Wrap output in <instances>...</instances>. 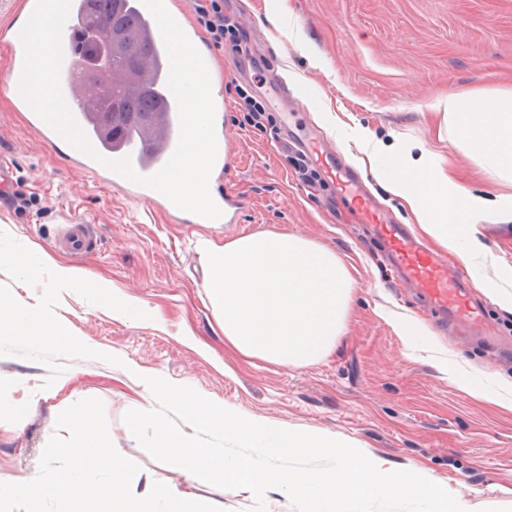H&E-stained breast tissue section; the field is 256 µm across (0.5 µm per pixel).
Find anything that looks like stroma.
<instances>
[{
  "label": "stroma",
  "mask_w": 512,
  "mask_h": 512,
  "mask_svg": "<svg viewBox=\"0 0 512 512\" xmlns=\"http://www.w3.org/2000/svg\"><path fill=\"white\" fill-rule=\"evenodd\" d=\"M246 12L251 47L244 71L234 54L210 48L233 144L229 180H215L244 206L230 221L180 224L161 209L125 196L90 173L72 169L65 152L46 143L24 113L0 93V161L13 166L30 202L17 211L12 189L0 190V227L21 244L36 243L62 263L111 281L158 312L162 327L112 318L77 293L63 295L56 314L87 346L122 359L114 366L70 359L55 393L35 410L0 415V478L33 479L56 417L71 403L100 399L115 447L148 474L180 491L222 502L226 512H249L250 491L191 481L180 469L154 459L123 421L130 410L155 401L144 376L194 388L226 409L272 427L307 431L346 442L366 456L417 470L467 497L474 512H512V410L480 401L440 372V360L469 372L512 378V313L496 291L512 294V223L478 224L484 248L466 268L501 336L509 345L494 354L476 339L454 340L423 314L407 286L393 281L384 246L327 177L301 180L285 160L286 146L253 127L238 95L249 88L275 125L293 135L316 133L355 166L357 127L376 138L416 142L441 153L448 171L467 188L488 196L512 194V181L487 180L478 161L447 129L435 105L453 92L512 86V0H224V12ZM279 76L298 90L304 107L285 116L270 97ZM94 224L101 245L75 256L54 249L44 228L71 215ZM288 232L325 246L344 261L355 280L346 328L319 361L282 368L241 357L224 344L203 288L193 249L197 235L224 242L244 234ZM399 319L417 321L433 341L406 342ZM191 332L196 347L182 340ZM40 363L0 356V388L43 383Z\"/></svg>",
  "instance_id": "1"
}]
</instances>
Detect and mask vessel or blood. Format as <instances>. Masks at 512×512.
<instances>
[{"mask_svg": "<svg viewBox=\"0 0 512 512\" xmlns=\"http://www.w3.org/2000/svg\"><path fill=\"white\" fill-rule=\"evenodd\" d=\"M137 14L147 29L151 55L159 62L166 61L167 53L158 24L143 4H136ZM84 20L82 0H72L69 18L62 36L64 60L61 68L60 81L65 101L78 123L86 121L81 83L75 73V57L72 48V34ZM20 30L14 26L0 28V45L11 51L12 66L9 73L11 86H18L24 65V50L19 38ZM215 133L217 139V157L215 172L227 173L232 168L230 139L224 131L223 102H216ZM88 138L98 159H91L83 153H75L74 161L78 168L97 174L102 180L125 192L130 197L162 206L171 211L172 215L183 224L196 223V216L179 208L161 193L148 187L136 184L118 173L105 167V160L130 158L135 170L144 176L156 173L173 154L179 138V117L176 101H169L161 133L148 137L139 132H132L122 141L114 145H106L96 133H89ZM341 192L356 198L359 206V217L363 223L372 225L375 233L387 245L398 276L423 299L427 309L436 318L444 331L456 333L464 330L493 339L485 308L476 304L471 298V284L467 273L449 272L448 266L439 258L426 252L412 236L406 225L387 220L370 199L357 194L358 179L344 171L336 172ZM53 241L61 247L78 253L98 244L93 225L74 221L59 225L51 235Z\"/></svg>", "mask_w": 512, "mask_h": 512, "instance_id": "b4317fda", "label": "vessel or blood"}]
</instances>
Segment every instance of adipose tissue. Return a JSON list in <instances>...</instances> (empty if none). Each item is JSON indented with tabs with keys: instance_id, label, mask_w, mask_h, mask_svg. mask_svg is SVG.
Wrapping results in <instances>:
<instances>
[{
	"instance_id": "ef3b65f1",
	"label": "adipose tissue",
	"mask_w": 512,
	"mask_h": 512,
	"mask_svg": "<svg viewBox=\"0 0 512 512\" xmlns=\"http://www.w3.org/2000/svg\"><path fill=\"white\" fill-rule=\"evenodd\" d=\"M443 121L491 178L512 176V88L454 94ZM366 163L387 157L394 170L385 188L439 247L475 253L477 226L488 216L512 221V196L490 199L462 187L443 158L404 144L392 150L372 133ZM203 287L217 311L225 343L241 356L283 368L316 362L333 349L345 327L355 280L336 253L294 234L259 232L220 243L195 244Z\"/></svg>"
}]
</instances>
